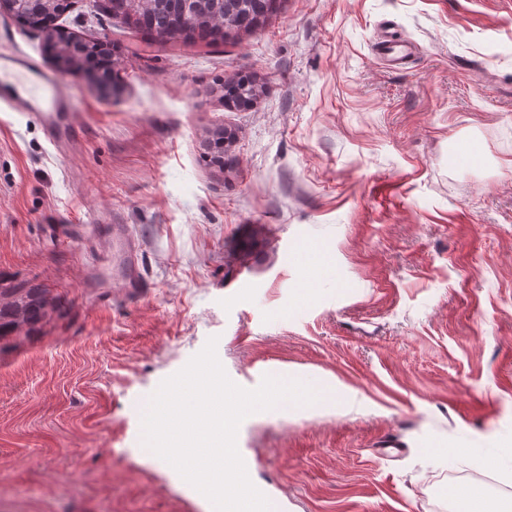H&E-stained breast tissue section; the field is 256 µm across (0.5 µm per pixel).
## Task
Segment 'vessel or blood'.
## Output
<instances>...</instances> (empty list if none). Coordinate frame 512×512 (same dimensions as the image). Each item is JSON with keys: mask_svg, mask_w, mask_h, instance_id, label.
<instances>
[{"mask_svg": "<svg viewBox=\"0 0 512 512\" xmlns=\"http://www.w3.org/2000/svg\"><path fill=\"white\" fill-rule=\"evenodd\" d=\"M377 50L392 66L401 67L406 63L407 54L396 39H383ZM0 73L11 78L8 88L0 91V108L38 121L49 142L77 135L78 128L67 110L68 93L58 76L42 71L32 57L19 52L0 53ZM113 241L119 259L114 273L128 291H135L141 285L136 245L120 224L113 227Z\"/></svg>", "mask_w": 512, "mask_h": 512, "instance_id": "b4317fda", "label": "vessel or blood"}]
</instances>
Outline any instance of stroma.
Returning a JSON list of instances; mask_svg holds the SVG:
<instances>
[{
  "instance_id": "35a3bbf8",
  "label": "stroma",
  "mask_w": 512,
  "mask_h": 512,
  "mask_svg": "<svg viewBox=\"0 0 512 512\" xmlns=\"http://www.w3.org/2000/svg\"><path fill=\"white\" fill-rule=\"evenodd\" d=\"M59 24L111 41L120 89L65 75L81 132L60 150L0 110V289L49 303L0 339V512H209L141 419L212 337L241 387L295 373L352 397L241 423L279 512H452L463 486L511 504L493 483L512 484V6L283 0L211 46L147 41L89 0ZM387 35L406 69L378 56ZM244 70L264 91L226 110ZM464 141L477 157L449 163ZM116 224L136 301L100 272ZM473 444L496 459L481 479ZM234 140V133L227 129L213 132L206 145V154L209 160L212 163L224 165V155L231 150ZM113 242L119 259V264L113 266L114 273L128 291H136L141 285L137 248L135 242L126 235L123 224L113 225Z\"/></svg>"
}]
</instances>
